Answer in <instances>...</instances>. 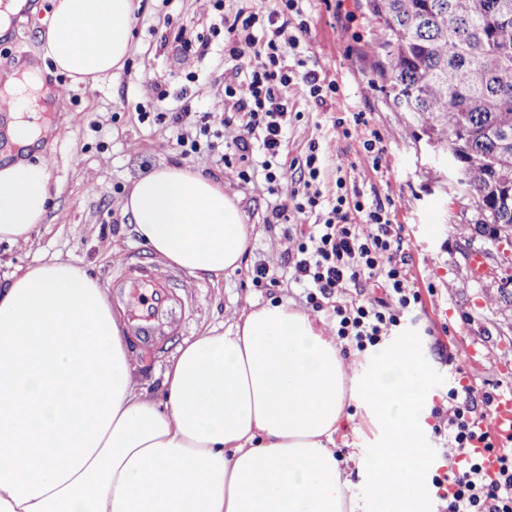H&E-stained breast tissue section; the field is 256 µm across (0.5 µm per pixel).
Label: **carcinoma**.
I'll return each instance as SVG.
<instances>
[{"label": "carcinoma", "mask_w": 512, "mask_h": 512, "mask_svg": "<svg viewBox=\"0 0 512 512\" xmlns=\"http://www.w3.org/2000/svg\"><path fill=\"white\" fill-rule=\"evenodd\" d=\"M380 31L378 75L462 170L448 189L512 234V0H363Z\"/></svg>", "instance_id": "obj_1"}]
</instances>
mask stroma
Listing matches in <instances>:
<instances>
[{"label": "stroma", "mask_w": 512, "mask_h": 512, "mask_svg": "<svg viewBox=\"0 0 512 512\" xmlns=\"http://www.w3.org/2000/svg\"><path fill=\"white\" fill-rule=\"evenodd\" d=\"M28 3L33 14L13 21L0 36V70L37 61L45 85L62 91L46 133L49 147L28 149L49 166L52 207L30 243H0V258L24 267L57 256L82 266L105 287L113 267L125 258L165 266V259L138 237L121 205L133 182L159 164L189 166L223 180L226 190L239 196L253 226L251 245L234 274L182 280L177 294L184 332L169 337L161 348L138 349L133 371L137 386L159 394L167 363L183 340L226 331L248 303L286 301L305 309L303 290L290 281L285 267L289 244L279 226L269 222L280 195L269 193L263 180L243 181L237 165L215 161L208 150L183 155L170 125L138 118L142 111H177L182 94L193 111L220 118L225 84L243 78L254 58L248 51L225 55L224 35L214 26L221 13H235L243 5L262 10L265 0H224L220 12L214 0H140L134 45L123 70L94 88L71 86L43 57L42 20L50 4ZM302 10V15L290 16L282 36L298 37L307 69L336 81L340 90L321 105L302 90L291 92L288 110L296 118L288 127L283 157L303 153L314 139L335 140L338 155L326 160L317 184L323 198L334 199L336 180L344 178L347 187L358 188L367 199L390 202L394 221L402 226L403 247L411 257L409 286L422 291L423 306L407 316L383 350L412 349L428 374L422 388L423 446L432 466L423 477L419 512H439L442 502L433 478L448 471V436L435 433L433 407L447 406L449 389L460 383L472 386L478 396L512 387V243L500 251L493 247L475 224L472 202L449 194L435 170V146L421 126H409L407 114L392 110L374 71L376 30L358 0H304ZM302 21L307 24L303 32L298 29ZM183 28L208 39L206 54L177 55L175 37ZM162 90L167 96L161 100L157 94ZM353 112L365 113L369 130L378 133L382 168H374L360 139L337 137V118ZM341 159L347 168H338ZM475 250L486 255L487 271L479 282L468 268ZM260 264L277 274V287L253 286L249 273ZM430 286L435 289L431 295L426 292ZM473 345L483 351L476 364L467 358ZM347 412L353 426L337 439L336 453L348 495L361 500L380 433L361 402L351 401Z\"/></svg>", "instance_id": "35a3bbf8"}]
</instances>
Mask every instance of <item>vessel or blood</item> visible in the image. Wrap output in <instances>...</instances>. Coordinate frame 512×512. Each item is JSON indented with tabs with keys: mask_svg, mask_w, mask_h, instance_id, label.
I'll return each instance as SVG.
<instances>
[{
	"mask_svg": "<svg viewBox=\"0 0 512 512\" xmlns=\"http://www.w3.org/2000/svg\"><path fill=\"white\" fill-rule=\"evenodd\" d=\"M170 282L169 274L131 261L112 275V300L128 307V331L144 346L183 331L184 320L173 305ZM490 424L499 434L512 435V391L496 395Z\"/></svg>",
	"mask_w": 512,
	"mask_h": 512,
	"instance_id": "obj_1",
	"label": "vessel or blood"
}]
</instances>
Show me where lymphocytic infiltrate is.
Here are the masks:
<instances>
[{
	"label": "lymphocytic infiltrate",
	"instance_id": "f902f5d3",
	"mask_svg": "<svg viewBox=\"0 0 512 512\" xmlns=\"http://www.w3.org/2000/svg\"><path fill=\"white\" fill-rule=\"evenodd\" d=\"M301 0H272L265 11L239 10L223 15L224 38L231 55L250 50L256 60L244 79L229 84L225 96L234 99L247 117L245 134L226 145L221 159H237L240 176L251 181L263 176L269 193L285 189L286 198L271 210L273 223L282 225L292 246L286 264L292 280L305 289V299L314 311L329 312L331 330L343 349L363 352L383 344L400 327L404 316L422 303L420 292L408 286V270L402 256L400 225L378 201L363 193L348 192L344 180L336 182V199L325 220L307 223L309 214L322 207L316 187L322 161L336 151L334 141L313 142L304 157L283 162L288 129L286 91L304 86L317 102L337 93L336 83H322L303 58L286 64L285 51L276 23L291 12H299ZM192 115L189 106L172 114L140 113V120L170 121L176 142L184 154L214 149L211 127L201 123L196 135L185 132ZM381 288L383 295L368 303L346 299L350 289L367 284ZM493 393L474 398L471 387L450 389L447 409H435L445 417L451 465L445 477L441 512H512V435L490 431L485 420ZM495 456L499 470L489 477L485 456Z\"/></svg>",
	"mask_w": 512,
	"mask_h": 512
}]
</instances>
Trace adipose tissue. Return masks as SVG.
<instances>
[{"instance_id":"ef3b65f1","label":"adipose tissue","mask_w":512,"mask_h":512,"mask_svg":"<svg viewBox=\"0 0 512 512\" xmlns=\"http://www.w3.org/2000/svg\"><path fill=\"white\" fill-rule=\"evenodd\" d=\"M137 7L51 0L45 57L76 84L117 76ZM50 94L39 66L0 77L8 143H36L26 114ZM50 207L44 163H0V241L29 242ZM122 210L196 276L234 273L250 244L239 197L189 167L141 176ZM133 362L105 288L82 267L40 260L0 279V512H355L334 449L355 397L382 433L367 499L375 512H417L427 376L410 355L377 358L358 382L315 318L269 302L185 340L160 396L137 390Z\"/></svg>"}]
</instances>
